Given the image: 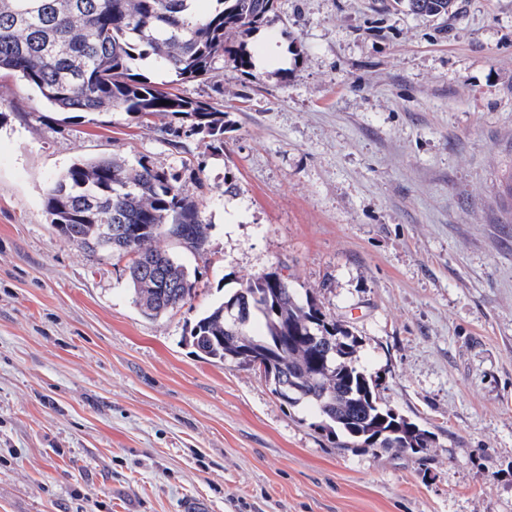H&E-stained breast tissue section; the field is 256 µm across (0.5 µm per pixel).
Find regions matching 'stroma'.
Returning <instances> with one entry per match:
<instances>
[{
    "label": "stroma",
    "mask_w": 512,
    "mask_h": 512,
    "mask_svg": "<svg viewBox=\"0 0 512 512\" xmlns=\"http://www.w3.org/2000/svg\"><path fill=\"white\" fill-rule=\"evenodd\" d=\"M458 3L277 0L252 74L219 61L179 87L223 102L220 150L0 77V512H512V0ZM112 155L204 203V251L163 243L195 294L156 319L128 257L73 246L45 209L72 163ZM271 270L361 337L431 460L340 451L191 345ZM411 13L427 18H448L458 10L457 0H396Z\"/></svg>",
    "instance_id": "1"
}]
</instances>
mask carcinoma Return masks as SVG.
<instances>
[{
    "label": "carcinoma",
    "instance_id": "cac0c4a2",
    "mask_svg": "<svg viewBox=\"0 0 512 512\" xmlns=\"http://www.w3.org/2000/svg\"><path fill=\"white\" fill-rule=\"evenodd\" d=\"M411 13L446 18L457 0H396ZM276 0H0V72L19 75L61 112H123L133 120H183L160 131L201 135L224 144V105L173 93L143 73L148 61L188 83L209 78L227 60L248 74L254 56L244 38L266 26ZM169 104L162 105L160 101ZM50 224L80 249L131 256L133 302L157 317L182 307L195 285L187 267L161 249L171 239L204 250L210 225L202 204L177 176L140 160L78 161L52 183L45 199ZM277 271L248 277L227 300L205 311L190 341L217 362L258 361L279 400L317 417L315 429L342 450L395 448L423 462L433 434L382 402L363 365L361 344L315 300L275 281ZM332 336L326 344L322 337Z\"/></svg>",
    "mask_w": 512,
    "mask_h": 512
}]
</instances>
